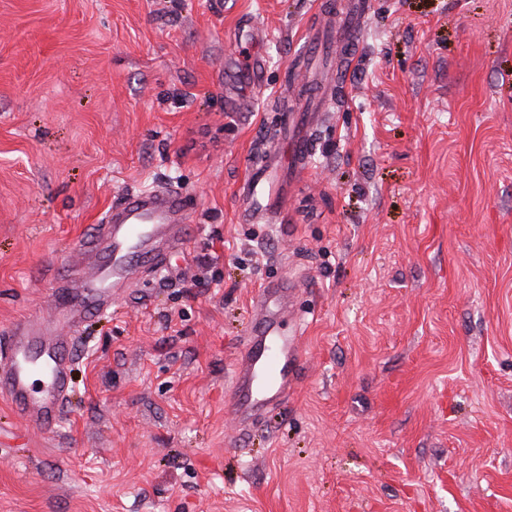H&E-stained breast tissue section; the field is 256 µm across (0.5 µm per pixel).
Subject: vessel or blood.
Wrapping results in <instances>:
<instances>
[{
	"label": "vessel or blood",
	"instance_id": "vessel-or-blood-1",
	"mask_svg": "<svg viewBox=\"0 0 512 512\" xmlns=\"http://www.w3.org/2000/svg\"><path fill=\"white\" fill-rule=\"evenodd\" d=\"M265 59L254 54L235 80L245 86L261 85ZM307 115L302 133L290 140L295 176H303L308 129L316 125ZM271 167L249 172L240 194L247 204L239 214L243 224L273 222L282 212L280 189L273 169L279 164L275 147L266 150ZM187 206L181 191L158 189L128 194L112 206L87 255L88 268L67 279L60 293L62 304L51 319L23 318L13 324L0 352V395L26 424L40 429L56 425L71 392L70 329L80 325L90 306L107 307L142 275L165 268L171 254L186 250ZM296 285L270 283L254 300L259 317L234 360L232 385L227 395L234 420L254 421L270 406L286 398L300 365V338L288 333L293 319Z\"/></svg>",
	"mask_w": 512,
	"mask_h": 512
}]
</instances>
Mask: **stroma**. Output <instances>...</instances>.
Wrapping results in <instances>:
<instances>
[{"label":"stroma","instance_id":"stroma-1","mask_svg":"<svg viewBox=\"0 0 512 512\" xmlns=\"http://www.w3.org/2000/svg\"><path fill=\"white\" fill-rule=\"evenodd\" d=\"M318 3L0 0V347L126 191L181 190L190 241L79 326L55 428L0 398V512H512V0H370L283 222L238 223L323 57ZM257 52L230 111L224 68ZM271 280L299 284L301 365L241 427ZM265 59L261 53H255L248 63L244 72L239 71L240 74L234 76V80L242 86L257 87L261 85L264 78Z\"/></svg>","mask_w":512,"mask_h":512}]
</instances>
